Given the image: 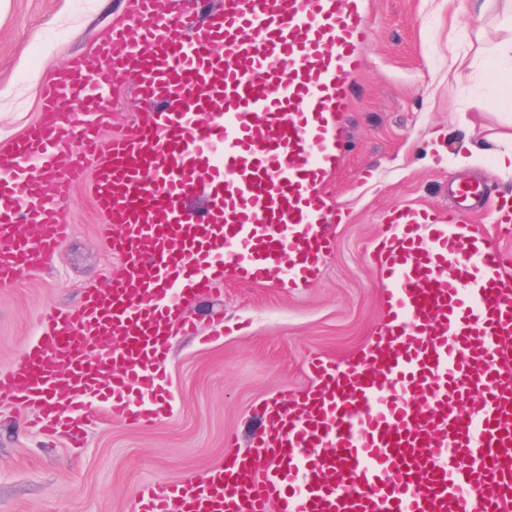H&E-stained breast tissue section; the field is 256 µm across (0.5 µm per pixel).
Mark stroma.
<instances>
[{"instance_id":"obj_1","label":"stroma","mask_w":512,"mask_h":512,"mask_svg":"<svg viewBox=\"0 0 512 512\" xmlns=\"http://www.w3.org/2000/svg\"><path fill=\"white\" fill-rule=\"evenodd\" d=\"M363 68L351 77L341 134L346 151L322 190L344 212L335 246L301 288L227 280L186 313L198 332L174 333L165 365L172 410L139 429L99 419L82 447L25 426L27 409L0 404V512H134L142 483L157 488L204 477L224 462L227 436L246 450L263 403L316 382L307 361L339 362L366 350L389 319L385 290L366 253L390 210L449 209L452 184L480 180L482 204L465 214L472 233L512 255L497 234L494 202L512 197V63L489 66L512 38L498 7L476 0H362ZM135 0H0V149L36 124L46 82L69 59L93 53ZM125 76L105 108L109 134H133L150 116ZM72 235L49 262L0 288V371L14 367L49 311L76 305L84 288L120 270L98 234L103 218L86 185L64 203Z\"/></svg>"}]
</instances>
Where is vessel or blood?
I'll return each instance as SVG.
<instances>
[{
	"label": "vessel or blood",
	"mask_w": 512,
	"mask_h": 512,
	"mask_svg": "<svg viewBox=\"0 0 512 512\" xmlns=\"http://www.w3.org/2000/svg\"><path fill=\"white\" fill-rule=\"evenodd\" d=\"M367 37L360 0H224L188 32L135 0L132 26L56 73L40 120L0 149V286L69 237L62 203L83 180L121 269L40 321L0 372V404L34 407L47 438L99 410L153 427L171 331L196 330L188 298L228 278L312 280ZM131 71L150 118L105 136L102 104ZM200 194L209 209H187ZM481 195L392 209L369 254L390 311L376 343L346 366L311 357L316 389L264 405L248 453L161 493L139 486L135 512H512V264L463 231Z\"/></svg>",
	"instance_id": "b4317fda"
}]
</instances>
